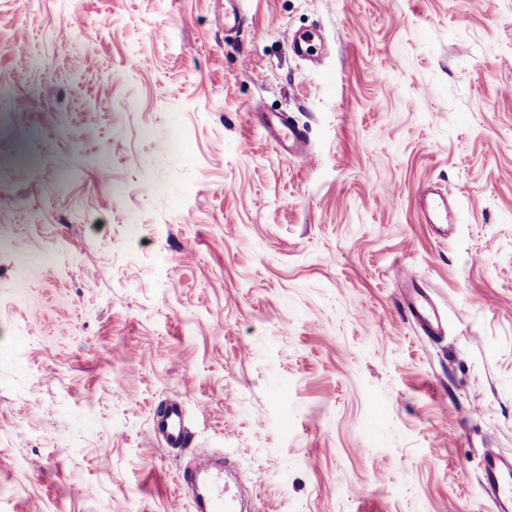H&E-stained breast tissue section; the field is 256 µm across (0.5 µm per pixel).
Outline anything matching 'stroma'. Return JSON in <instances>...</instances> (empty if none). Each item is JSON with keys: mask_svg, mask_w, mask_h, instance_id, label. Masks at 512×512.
I'll use <instances>...</instances> for the list:
<instances>
[{"mask_svg": "<svg viewBox=\"0 0 512 512\" xmlns=\"http://www.w3.org/2000/svg\"><path fill=\"white\" fill-rule=\"evenodd\" d=\"M238 8L232 30L224 0H0V512H194L175 479L201 450L260 477L251 512H490L512 0ZM312 29L315 66L291 47ZM282 116L306 154L270 140ZM171 399L185 448L154 429ZM418 208L427 224L444 225L451 224L448 198L435 197L428 188L420 191L418 196ZM411 279L399 281L403 309L428 337L440 336L444 322L437 312L429 294L422 288H413Z\"/></svg>", "mask_w": 512, "mask_h": 512, "instance_id": "stroma-1", "label": "stroma"}]
</instances>
